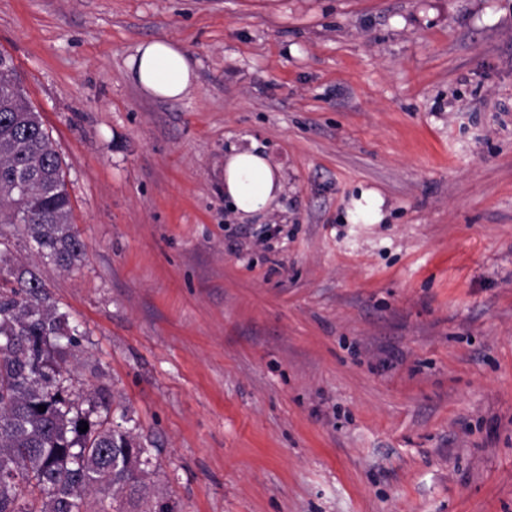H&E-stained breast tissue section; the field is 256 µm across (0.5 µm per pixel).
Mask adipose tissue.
<instances>
[{
	"label": "adipose tissue",
	"instance_id": "1",
	"mask_svg": "<svg viewBox=\"0 0 512 512\" xmlns=\"http://www.w3.org/2000/svg\"><path fill=\"white\" fill-rule=\"evenodd\" d=\"M128 76L142 94L177 101L198 85L196 64L174 42L154 39L140 43L127 62ZM283 189L281 175L258 144L233 150L224 159V194L243 219L271 210Z\"/></svg>",
	"mask_w": 512,
	"mask_h": 512
}]
</instances>
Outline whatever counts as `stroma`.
I'll list each match as a JSON object with an SVG mask.
<instances>
[{
	"instance_id": "obj_1",
	"label": "stroma",
	"mask_w": 512,
	"mask_h": 512,
	"mask_svg": "<svg viewBox=\"0 0 512 512\" xmlns=\"http://www.w3.org/2000/svg\"><path fill=\"white\" fill-rule=\"evenodd\" d=\"M151 39L195 93L128 80ZM1 50L86 245L39 264L68 384L171 512H512V0H0ZM128 76L142 94L177 101L193 94L198 85L196 64L184 48L163 39L140 43L128 62ZM281 175L257 143L224 157V197L240 219L266 213L277 205Z\"/></svg>"
}]
</instances>
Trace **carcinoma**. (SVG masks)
<instances>
[{
	"label": "carcinoma",
	"instance_id": "carcinoma-1",
	"mask_svg": "<svg viewBox=\"0 0 512 512\" xmlns=\"http://www.w3.org/2000/svg\"><path fill=\"white\" fill-rule=\"evenodd\" d=\"M70 213L59 152L13 57L0 51V217L22 226L40 259L70 269L85 249ZM79 344L36 268L0 252V512H89L85 495L104 482L112 512L139 507L149 458L112 427L104 392L76 396L65 385Z\"/></svg>",
	"mask_w": 512,
	"mask_h": 512
}]
</instances>
